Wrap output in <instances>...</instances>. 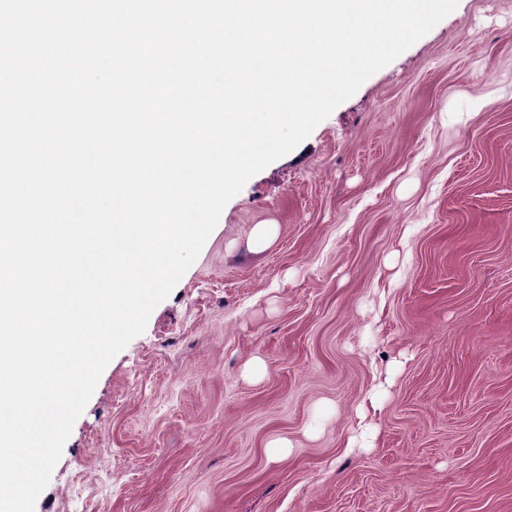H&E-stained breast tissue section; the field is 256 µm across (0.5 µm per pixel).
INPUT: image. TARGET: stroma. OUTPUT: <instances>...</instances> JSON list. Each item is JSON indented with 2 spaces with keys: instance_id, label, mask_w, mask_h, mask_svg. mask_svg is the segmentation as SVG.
Wrapping results in <instances>:
<instances>
[{
  "instance_id": "35a3bbf8",
  "label": "stroma",
  "mask_w": 512,
  "mask_h": 512,
  "mask_svg": "<svg viewBox=\"0 0 512 512\" xmlns=\"http://www.w3.org/2000/svg\"><path fill=\"white\" fill-rule=\"evenodd\" d=\"M34 512H512V0H459L247 181Z\"/></svg>"
}]
</instances>
